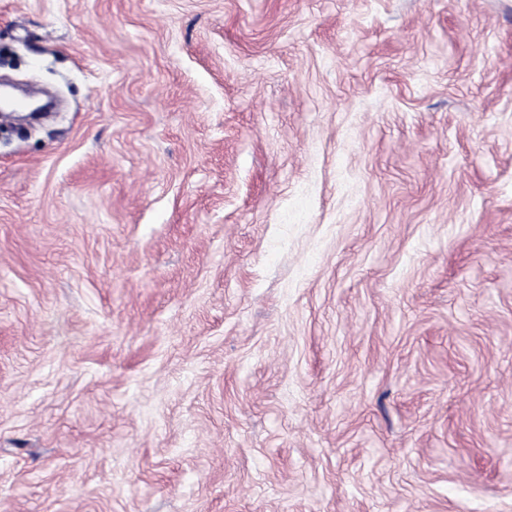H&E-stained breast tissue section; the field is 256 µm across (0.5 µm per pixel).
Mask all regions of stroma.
Listing matches in <instances>:
<instances>
[{"mask_svg":"<svg viewBox=\"0 0 512 512\" xmlns=\"http://www.w3.org/2000/svg\"><path fill=\"white\" fill-rule=\"evenodd\" d=\"M0 512H512V0H0Z\"/></svg>","mask_w":512,"mask_h":512,"instance_id":"stroma-1","label":"stroma"}]
</instances>
